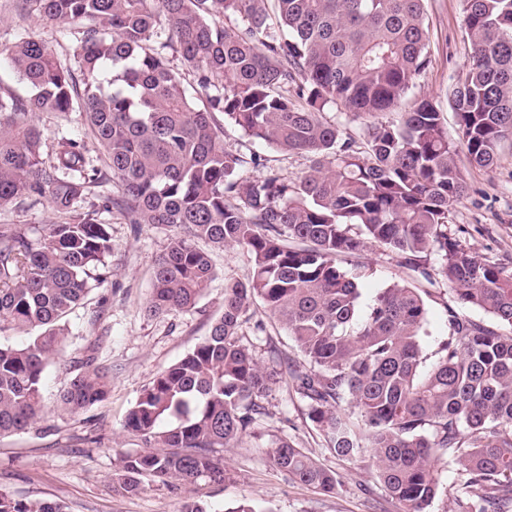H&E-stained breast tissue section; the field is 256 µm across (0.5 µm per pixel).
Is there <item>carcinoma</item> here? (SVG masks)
Returning a JSON list of instances; mask_svg holds the SVG:
<instances>
[{
    "label": "carcinoma",
    "mask_w": 512,
    "mask_h": 512,
    "mask_svg": "<svg viewBox=\"0 0 512 512\" xmlns=\"http://www.w3.org/2000/svg\"><path fill=\"white\" fill-rule=\"evenodd\" d=\"M423 2L21 0L42 21L86 26L76 46L80 83L41 38L28 34L6 51L30 93L0 91V205L46 198L67 219L37 238L24 224H0V333L30 334L25 344H0V438L44 418L43 374L66 348L61 321L110 274V225L94 205L75 210L110 175L121 193L102 209L128 224L177 229L157 262L149 314L194 309L214 280L197 241L239 247L252 262L247 282H224V311L208 334L127 414L124 428L144 448L117 454L113 490L224 482V449L265 414L285 364L324 447L341 460L369 457L401 512H429L437 465L448 462L461 475L453 512H512V268L467 251L448 231V207L466 192L459 149L489 168L512 142V0H461L471 57L450 100L453 138L433 99L406 103L429 63ZM330 109L374 122L355 138L325 119ZM42 112L81 113L109 173L64 136L46 164ZM228 125L252 143L310 157L309 169L290 178L257 151L227 147ZM371 247L443 281L493 324L448 308V336L428 361L420 289L383 288L359 311L361 275L338 259ZM256 300L304 364L271 339L266 363L244 343ZM109 384L94 359L77 362L56 413L78 418ZM265 454L290 480L325 493L340 484L285 438ZM0 512L65 510L0 489Z\"/></svg>",
    "instance_id": "cac0c4a2"
}]
</instances>
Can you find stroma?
Wrapping results in <instances>:
<instances>
[{
    "label": "stroma",
    "instance_id": "1",
    "mask_svg": "<svg viewBox=\"0 0 512 512\" xmlns=\"http://www.w3.org/2000/svg\"><path fill=\"white\" fill-rule=\"evenodd\" d=\"M425 7L430 61L409 96L433 97L451 127L455 115L448 95L466 69L470 46L464 38L460 0H426ZM78 29L73 22L46 23L24 16L18 0H0V47L12 45L29 32L49 42L60 64L72 69L76 66ZM39 124L47 147L67 136L83 140L92 156L101 153L98 144L87 136L79 113H44ZM458 165L467 191L450 208L449 230L477 255L511 267L512 147H504L492 167H473L463 156ZM103 219L112 227L110 274L65 319L68 341L64 360L51 364L43 378L46 419L27 433L0 438V487L20 498L57 500L66 512H181L189 499L202 503L207 512H232L245 500L261 512H400L382 490L374 467L366 462L337 460L323 447L318 430L307 417L305 403L286 379L268 392L266 415L256 419L235 447L225 450L228 477L224 483L201 480L181 490L155 484L136 495L113 492L110 479L116 454L141 447L139 440L122 429L127 413L160 371L180 360L206 335L210 322L224 309L225 280L247 281L252 264L239 249L204 244L216 277L196 309L151 317L144 307L151 293L153 271L175 230L160 224L135 227L115 211L104 214ZM57 220L45 200L36 204L15 201L0 207V224L38 229ZM345 265L363 274L360 302L364 305L380 289L394 284L412 283L426 290L424 349L435 350L448 333V310L457 304L446 285L432 286L414 279L390 252L379 248L367 249L346 260ZM250 312L264 329L247 332L244 341L259 359H266L270 338L284 353H292V341L260 304H253ZM90 351L111 376L106 399L76 421L54 414L58 393L74 361ZM279 438L294 442L335 470L341 486L324 493L287 480L264 454L266 446Z\"/></svg>",
    "mask_w": 512,
    "mask_h": 512
}]
</instances>
